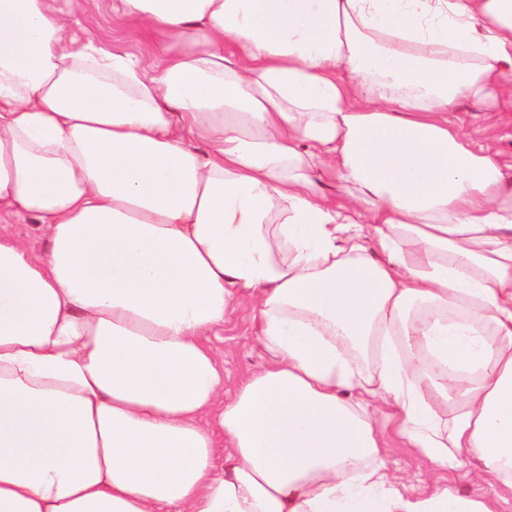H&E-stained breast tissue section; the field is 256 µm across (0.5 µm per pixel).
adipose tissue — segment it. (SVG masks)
Instances as JSON below:
<instances>
[{"instance_id": "1", "label": "adipose tissue", "mask_w": 512, "mask_h": 512, "mask_svg": "<svg viewBox=\"0 0 512 512\" xmlns=\"http://www.w3.org/2000/svg\"><path fill=\"white\" fill-rule=\"evenodd\" d=\"M112 9L185 50L0 0V512H501L512 173L449 114L512 83V0ZM241 298L271 360L228 396L203 338ZM377 401L491 493L408 494ZM60 14V24L67 35L82 34L87 29L110 50L134 58H161L180 52L184 42L172 36L153 34L112 18L109 0H72ZM11 228L16 234L25 238L36 251L45 247L46 238L36 219L26 217L23 220H18L17 224H12Z\"/></svg>"}]
</instances>
